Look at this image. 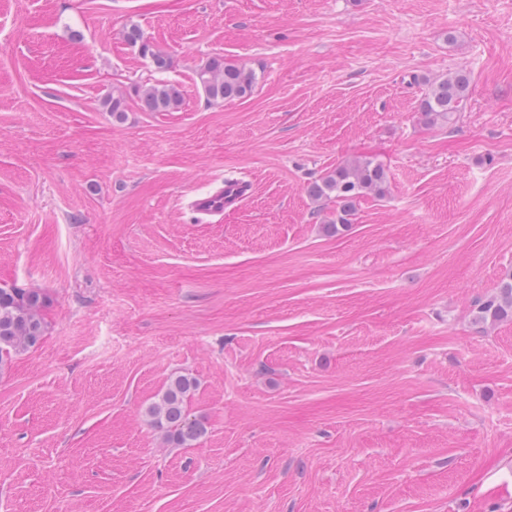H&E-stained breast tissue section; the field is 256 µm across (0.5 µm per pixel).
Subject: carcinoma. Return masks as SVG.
I'll return each mask as SVG.
<instances>
[{
	"instance_id": "1",
	"label": "carcinoma",
	"mask_w": 512,
	"mask_h": 512,
	"mask_svg": "<svg viewBox=\"0 0 512 512\" xmlns=\"http://www.w3.org/2000/svg\"><path fill=\"white\" fill-rule=\"evenodd\" d=\"M126 40L150 58L157 70H166L171 60L153 50L144 39L141 28L130 25ZM201 89L211 101L241 100L250 96L257 84L255 72L237 64L227 63L224 57H211L197 73ZM468 75L460 71L431 83L420 99L418 112L429 126L451 122L461 111L469 92ZM141 106L148 112H173L182 103V93L171 83H156L145 87L140 94ZM388 187L384 165L364 158L337 166L320 181L311 184L309 195L315 200L336 203V222L330 229L349 221L356 203L367 195L382 197ZM44 299L34 290L0 288V371L12 359L36 347L43 338L44 323L40 316ZM512 317V282L504 281L496 295L479 309L478 320L497 322ZM196 387L193 378L180 375L171 380L158 401L146 409L151 424L165 432L167 440L176 445H190L206 432L204 423L191 418L187 401Z\"/></svg>"
}]
</instances>
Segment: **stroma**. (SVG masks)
<instances>
[{
	"label": "stroma",
	"mask_w": 512,
	"mask_h": 512,
	"mask_svg": "<svg viewBox=\"0 0 512 512\" xmlns=\"http://www.w3.org/2000/svg\"><path fill=\"white\" fill-rule=\"evenodd\" d=\"M215 54L251 97L207 100ZM365 156L389 191L330 230L308 188ZM511 276L512 0H0V288L45 324L0 372V512H512V320H476ZM178 375L189 446L145 414ZM126 40L132 47H138L144 56H148L155 69L166 70L171 66V60L167 55L149 47L138 25L131 24L127 28ZM469 85V77L463 71L431 83L418 106L424 123L433 126L453 121L467 99ZM140 102L148 112H172L180 107L182 93L175 84L156 83L142 90ZM246 189L235 179H225L218 190L199 195L192 201L194 210L202 216L224 215V210L240 203L246 196Z\"/></svg>",
	"instance_id": "obj_1"
}]
</instances>
